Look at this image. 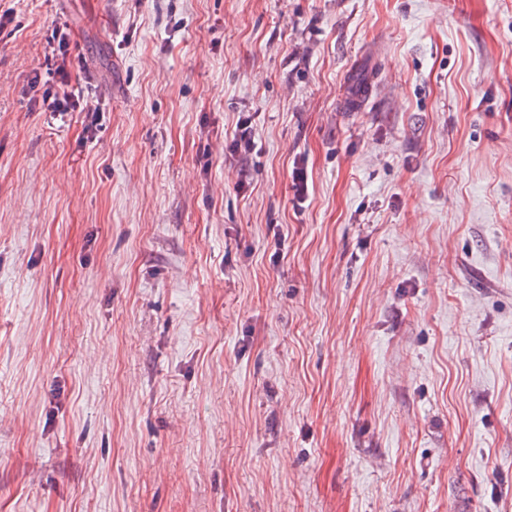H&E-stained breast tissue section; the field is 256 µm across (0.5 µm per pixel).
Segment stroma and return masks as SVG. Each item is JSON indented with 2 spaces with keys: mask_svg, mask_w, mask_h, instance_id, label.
I'll use <instances>...</instances> for the list:
<instances>
[{
  "mask_svg": "<svg viewBox=\"0 0 512 512\" xmlns=\"http://www.w3.org/2000/svg\"><path fill=\"white\" fill-rule=\"evenodd\" d=\"M0 512H512V0H0ZM77 106H80L79 98L75 93H68L65 90L62 91V94L48 91L42 97L44 112H68L74 110Z\"/></svg>",
  "mask_w": 512,
  "mask_h": 512,
  "instance_id": "obj_1",
  "label": "stroma"
}]
</instances>
